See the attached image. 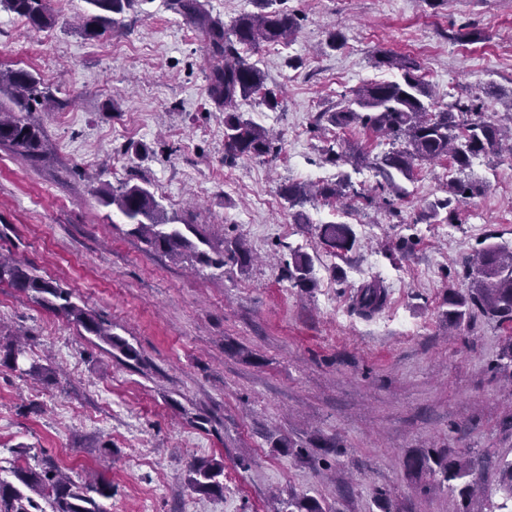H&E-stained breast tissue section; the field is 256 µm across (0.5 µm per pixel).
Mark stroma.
Wrapping results in <instances>:
<instances>
[{
    "instance_id": "obj_1",
    "label": "stroma",
    "mask_w": 512,
    "mask_h": 512,
    "mask_svg": "<svg viewBox=\"0 0 512 512\" xmlns=\"http://www.w3.org/2000/svg\"><path fill=\"white\" fill-rule=\"evenodd\" d=\"M48 7L54 23L45 29L0 8V71H30L53 95L38 115L44 161L0 146V253L69 289L140 359L111 355L0 285V471L49 459L78 484L104 477L105 512H267L272 494L316 498L325 512H379L380 490L395 512H449L446 492L404 473V456L428 449H476L494 479L512 458V377L494 368L512 330L481 318L451 328L444 299L467 289L459 271L483 247L512 245V159H474L465 176L479 193L455 219L429 224L420 210L445 196L448 161L417 163L390 210L372 164L387 139L313 124L352 89L400 80L399 70L376 66L384 52L414 58L439 105L481 93L489 116L504 115L512 0H283L299 21L292 42L243 53L280 105H238L279 136V153L232 163L224 113L207 94L202 34L166 0H139L97 39L78 27L85 0ZM337 30L345 44L333 50L327 39ZM473 30L481 40H464ZM338 140L362 147L365 161L329 163ZM343 175L346 199L308 202L307 223H294L280 185ZM130 179L226 248L245 241L253 263L215 269L147 252L95 196ZM337 222L356 234L342 258L317 230ZM293 250L314 259L312 289L286 276ZM375 278L389 298L366 321L351 301ZM20 331L26 351L4 363ZM47 362L55 379L34 381L31 364ZM321 438L344 455L317 448ZM284 439L307 459L283 453ZM212 459L224 463L223 492H194L190 464Z\"/></svg>"
}]
</instances>
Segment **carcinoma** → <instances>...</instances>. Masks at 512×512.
I'll list each match as a JSON object with an SVG mask.
<instances>
[{"label":"carcinoma","mask_w":512,"mask_h":512,"mask_svg":"<svg viewBox=\"0 0 512 512\" xmlns=\"http://www.w3.org/2000/svg\"><path fill=\"white\" fill-rule=\"evenodd\" d=\"M89 11L83 17V32L88 38L104 36L121 23L122 16L134 8L138 0H85ZM260 11L240 15L226 27L211 18L200 0H168L169 9L198 27L206 41L210 71L208 95L224 109V158L265 157L276 152L275 138L264 127L244 118L237 111L238 99H248L264 88V74L255 63L241 56V49H256L263 44L286 43L298 29L295 17L275 7L277 0H254ZM0 6L24 19L36 28L51 24L47 0H0ZM379 67L402 71V81L371 83L351 91V95L336 104V110L322 112L323 118L337 129L361 124L381 133L391 148L377 159L376 168L381 188L397 198L404 188L396 176L407 179L415 164L451 158L461 173L470 168L472 158L483 155L499 156L503 150L512 154V127L503 129L483 112L479 98L460 99L441 109L435 106L429 84L419 74L420 66L406 55L392 53L376 57ZM49 102V88L31 72L19 69L0 72V144L14 154L38 161L47 148L42 126L35 113ZM348 188L346 178L317 189L306 183H294L281 188V197L288 208L302 207L316 194L326 200L337 199ZM479 187L465 180L448 185L447 196L426 204L421 219L440 222L442 212L449 220ZM99 203L114 206L126 218L131 233L138 235L147 250L164 253L172 258L186 251L201 264L217 269L224 267V250L215 246L196 229L195 225L178 216H169L156 194L143 184L123 183L117 190H96ZM197 242H192L189 235ZM319 236L335 255L350 252L355 245L354 231L349 224L331 223L320 227ZM206 245L202 250L199 245ZM229 259L240 268L253 261L252 251L242 242L230 250ZM463 277L470 280L467 293L448 290L444 312L448 323L456 328L471 317L481 316L500 326L512 329V250L498 244L485 247L475 259L463 265ZM288 278L299 288L315 285L312 258L299 250L290 253ZM0 283L33 292L41 306L63 313L69 320L95 336L108 349H116L129 359L137 358L133 350L118 335L112 324L88 312L71 301V293L60 286L18 265L0 258ZM387 290L378 281L363 285L352 297V311L370 318L384 308ZM404 466L409 474L448 492V497L460 503L454 512H468L471 496L486 490L487 480L476 454L467 450L455 455L438 451L420 452L408 457ZM16 482L0 476V512H105L98 502L112 497V484L102 477L76 484L62 470L52 465L28 467L12 472ZM224 464L218 461L190 465L187 482L192 490L203 494L223 491L221 477ZM495 493L499 502L493 512H512V459L500 462ZM40 496L46 507L32 498ZM286 512H323L317 499L305 497L288 501Z\"/></svg>","instance_id":"cac0c4a2"}]
</instances>
